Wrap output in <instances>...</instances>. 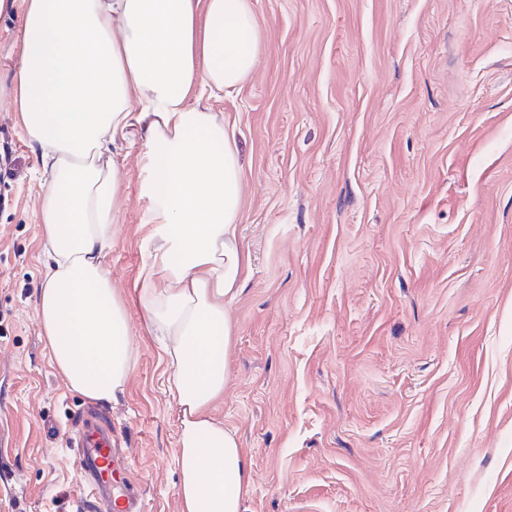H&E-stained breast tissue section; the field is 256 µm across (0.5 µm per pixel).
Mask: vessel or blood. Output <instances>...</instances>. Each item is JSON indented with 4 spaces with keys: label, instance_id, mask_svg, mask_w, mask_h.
I'll return each instance as SVG.
<instances>
[{
    "label": "vessel or blood",
    "instance_id": "b4317fda",
    "mask_svg": "<svg viewBox=\"0 0 512 512\" xmlns=\"http://www.w3.org/2000/svg\"><path fill=\"white\" fill-rule=\"evenodd\" d=\"M74 441L77 463L88 477V489L72 502V512H144L143 496L131 479L135 460L112 446L111 422L79 421Z\"/></svg>",
    "mask_w": 512,
    "mask_h": 512
}]
</instances>
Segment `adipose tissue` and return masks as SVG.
Returning a JSON list of instances; mask_svg holds the SVG:
<instances>
[{
    "instance_id": "obj_1",
    "label": "adipose tissue",
    "mask_w": 512,
    "mask_h": 512,
    "mask_svg": "<svg viewBox=\"0 0 512 512\" xmlns=\"http://www.w3.org/2000/svg\"><path fill=\"white\" fill-rule=\"evenodd\" d=\"M260 50L253 0H25L14 107L53 180L37 210L45 261L36 314L72 391L109 401L136 349L103 261L123 207L116 149L143 135L155 244L137 281L179 407L181 512H244L251 462L210 417L229 378L230 302L247 278L244 173L194 85L239 87Z\"/></svg>"
}]
</instances>
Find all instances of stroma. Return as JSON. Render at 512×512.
I'll list each match as a JSON object with an SVG mask.
<instances>
[{
	"label": "stroma",
	"instance_id": "1",
	"mask_svg": "<svg viewBox=\"0 0 512 512\" xmlns=\"http://www.w3.org/2000/svg\"><path fill=\"white\" fill-rule=\"evenodd\" d=\"M0 12V512H69L94 406L36 315L50 181L12 108ZM257 67L209 99L244 169L250 273L211 406L253 464L245 512H512V0H257ZM141 146L104 262L138 360L96 404L147 512H180L178 407L131 299L153 253Z\"/></svg>",
	"mask_w": 512,
	"mask_h": 512
}]
</instances>
